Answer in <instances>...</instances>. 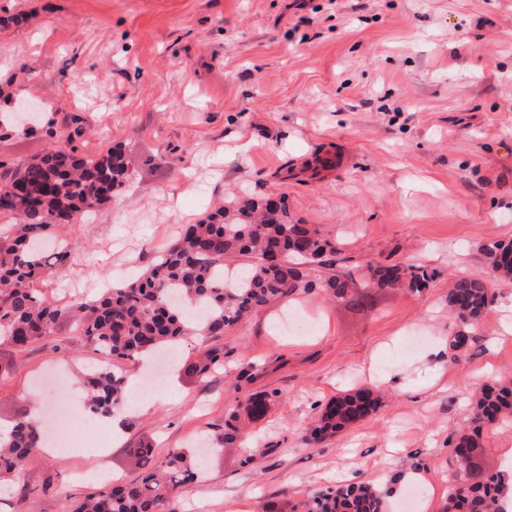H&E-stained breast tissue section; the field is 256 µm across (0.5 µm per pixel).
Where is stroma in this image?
<instances>
[{"label":"stroma","mask_w":512,"mask_h":512,"mask_svg":"<svg viewBox=\"0 0 512 512\" xmlns=\"http://www.w3.org/2000/svg\"><path fill=\"white\" fill-rule=\"evenodd\" d=\"M30 104L36 119L0 131L12 167L72 140L95 156L119 144L136 160L126 189L80 223L57 227L77 247L64 272L39 282L56 304L88 301L136 279L159 249L229 193L285 198L288 212L336 247L335 269L422 265L420 294L386 289L350 308L296 292L225 331L224 367L187 364L211 345L182 344L149 407L119 419L109 465L137 476L132 451L189 448L255 392H275L252 423L265 456L212 454L180 497L183 512H262L345 476L378 486L391 512L419 488L418 512H441L450 442L489 381L512 382V334L498 283L480 323L455 345L449 276L482 271V252L512 240V0H0V115ZM335 167L322 169L314 156ZM54 349L0 343V433L37 413L44 435L75 448L35 455L0 484V512H62L92 492L100 433L56 420L82 410L94 357L64 322ZM63 365L77 393L36 389ZM381 387L357 426L311 448L321 407L355 386ZM512 458V421L483 438L491 472Z\"/></svg>","instance_id":"obj_1"}]
</instances>
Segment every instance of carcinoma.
<instances>
[{
    "label": "carcinoma",
    "instance_id": "cac0c4a2",
    "mask_svg": "<svg viewBox=\"0 0 512 512\" xmlns=\"http://www.w3.org/2000/svg\"><path fill=\"white\" fill-rule=\"evenodd\" d=\"M133 162L122 149L87 157L64 145L32 158L0 178V213L17 219L0 233V341L23 351L50 341L64 320L80 327L84 347L104 354L89 381L85 406L108 417L125 400L127 377L114 362L162 353L189 336L217 339L224 330L298 290L317 291L329 299L370 304L372 292L404 288L420 293L435 274L422 265H370L353 272L331 270L335 247L310 224L288 216L284 199L233 194L224 204L187 225L174 243L160 250L152 265L134 282L107 288L96 299L70 305L46 302L34 288L44 277L67 266L72 247L61 240L46 250L41 242L61 224L104 205L131 180ZM512 242L484 248L486 272L462 274L448 281V309L473 328L484 315L497 280H512ZM243 256L251 263L229 271L224 262ZM224 368V347L214 346L189 366L200 377ZM275 393L251 395L242 412L215 427L216 450L246 441L244 424L267 413ZM381 400L379 389L358 387L330 400L309 428L304 443L317 446L364 420ZM512 418V384L483 386L472 407L473 431L460 435L453 448L455 480L442 512H502L498 503L512 491L506 472L488 474L475 458L484 429L502 417ZM37 418L18 416L7 436H0V481L19 474L41 447ZM141 472L127 482L67 502L63 512H177L180 490L201 474L198 456L184 448L168 449L160 465L154 448L135 451ZM386 496L366 482L340 484L316 491L289 512H386Z\"/></svg>",
    "mask_w": 512,
    "mask_h": 512
}]
</instances>
